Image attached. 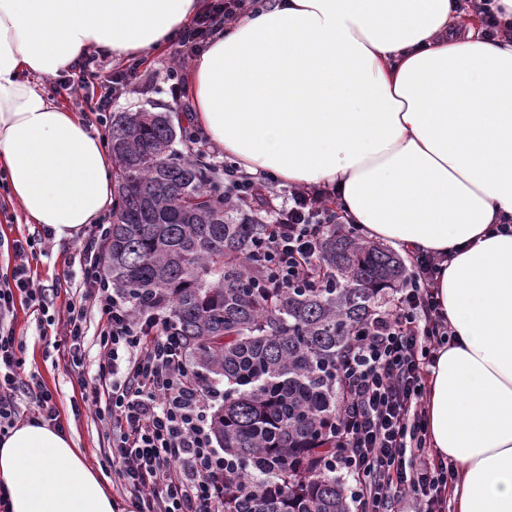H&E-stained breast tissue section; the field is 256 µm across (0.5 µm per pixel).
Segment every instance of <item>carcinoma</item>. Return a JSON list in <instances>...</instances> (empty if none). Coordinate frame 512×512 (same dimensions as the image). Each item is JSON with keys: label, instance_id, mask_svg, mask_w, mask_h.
<instances>
[{"label": "carcinoma", "instance_id": "cac0c4a2", "mask_svg": "<svg viewBox=\"0 0 512 512\" xmlns=\"http://www.w3.org/2000/svg\"><path fill=\"white\" fill-rule=\"evenodd\" d=\"M165 112L112 123V234L101 255L135 307L158 304L205 380L224 381L212 433L230 467L224 512H352L327 458L344 389L338 362L404 269L396 255L332 230L317 286L255 287L251 240L270 232L224 202L211 166L182 156Z\"/></svg>", "mask_w": 512, "mask_h": 512}]
</instances>
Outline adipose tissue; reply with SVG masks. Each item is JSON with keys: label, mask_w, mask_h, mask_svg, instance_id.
I'll return each instance as SVG.
<instances>
[{"label": "adipose tissue", "mask_w": 512, "mask_h": 512, "mask_svg": "<svg viewBox=\"0 0 512 512\" xmlns=\"http://www.w3.org/2000/svg\"><path fill=\"white\" fill-rule=\"evenodd\" d=\"M200 0H0V181L27 223L69 239L112 204L100 136L32 84L92 48L144 57ZM457 0H263L190 75L193 120L245 170L334 187L373 237L448 255L452 334L424 392L456 467V512H512V39L449 36ZM8 512H116L73 438L0 435Z\"/></svg>", "instance_id": "obj_1"}]
</instances>
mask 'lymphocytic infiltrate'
Returning <instances> with one entry per match:
<instances>
[{"label":"lymphocytic infiltrate","instance_id":"obj_1","mask_svg":"<svg viewBox=\"0 0 512 512\" xmlns=\"http://www.w3.org/2000/svg\"><path fill=\"white\" fill-rule=\"evenodd\" d=\"M255 0H214L177 35L179 46L203 48L223 24ZM264 175L237 165L224 168V197L243 209L268 212L271 231L248 250L250 265L266 270L265 287L288 290L314 284L319 245L340 216L325 189L289 190L279 199ZM111 225H90L79 251L81 281L62 317L50 314L36 288L28 256L38 237L14 239L10 278L0 282V433L18 420L20 400L30 398L37 419L60 427L52 393L36 375L25 374L22 341L12 324L17 300L39 311L47 324L62 322L69 361L86 360L87 315L96 309L94 374L81 380V399L112 428L104 450L122 493L136 512H223L224 457L213 446L210 410L214 394L196 373L188 348L152 308L134 309L97 257ZM412 272L401 288L360 326L342 357L338 375L345 389L336 418L343 449L336 468L353 483L346 491L356 512H443L453 475L452 461L427 451L426 376L439 346L450 336L432 282L439 257L410 256Z\"/></svg>","mask_w":512,"mask_h":512}]
</instances>
